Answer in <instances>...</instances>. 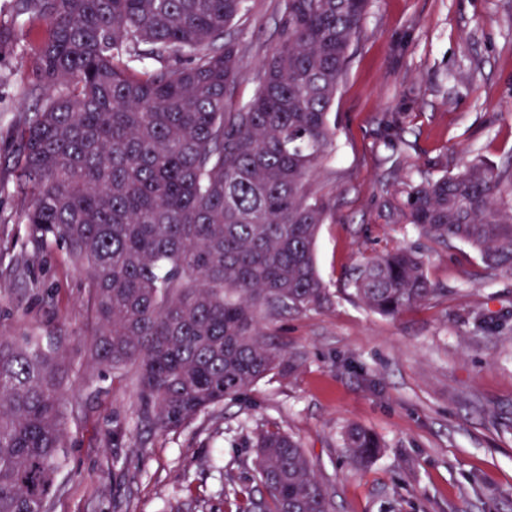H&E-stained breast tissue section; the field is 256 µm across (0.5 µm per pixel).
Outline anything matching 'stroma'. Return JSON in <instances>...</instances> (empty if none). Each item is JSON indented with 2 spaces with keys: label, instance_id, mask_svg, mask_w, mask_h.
<instances>
[{
  "label": "stroma",
  "instance_id": "stroma-1",
  "mask_svg": "<svg viewBox=\"0 0 512 512\" xmlns=\"http://www.w3.org/2000/svg\"><path fill=\"white\" fill-rule=\"evenodd\" d=\"M251 4L234 28L241 103L281 20L277 0ZM17 10L0 0V28L13 35L0 45V328L58 337L72 358L51 512H232L233 491L261 493L253 444L277 428L299 441L335 512H512V275L490 274L452 242L425 251L440 294L397 316L341 291L363 258L419 245L389 218L394 189L468 159L512 162V0H371L332 108L336 150L318 177L330 212L316 264L331 302L264 321L293 370L167 432L139 422L128 378L99 381L88 365L87 273L28 241L13 166L17 126L34 104L33 54ZM350 424L381 441L366 465L341 446ZM118 426L127 434L116 446Z\"/></svg>",
  "mask_w": 512,
  "mask_h": 512
}]
</instances>
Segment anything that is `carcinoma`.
Wrapping results in <instances>:
<instances>
[{
	"instance_id": "obj_1",
	"label": "carcinoma",
	"mask_w": 512,
	"mask_h": 512,
	"mask_svg": "<svg viewBox=\"0 0 512 512\" xmlns=\"http://www.w3.org/2000/svg\"><path fill=\"white\" fill-rule=\"evenodd\" d=\"M369 2L278 0V41L241 104L231 27L249 0H18L26 33L44 29L17 144L28 236L89 273L86 352L103 376L134 368L138 417L160 430L294 368L263 320L331 302L314 179L336 147L330 114ZM508 177L471 161L405 184L390 217L511 275ZM348 288L385 316L435 292L408 246L357 265ZM62 357L40 336H0V512H49L67 447ZM342 441L355 463L380 448L357 425ZM254 448L265 495L246 493L236 512H333L293 436L266 430Z\"/></svg>"
}]
</instances>
